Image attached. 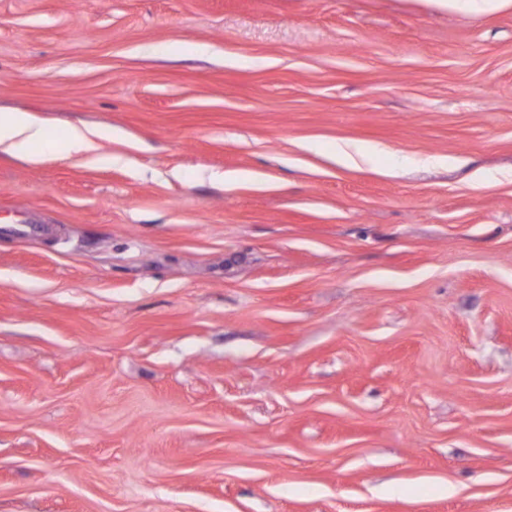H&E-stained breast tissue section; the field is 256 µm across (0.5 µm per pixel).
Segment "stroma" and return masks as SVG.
I'll return each mask as SVG.
<instances>
[{"instance_id": "stroma-1", "label": "stroma", "mask_w": 512, "mask_h": 512, "mask_svg": "<svg viewBox=\"0 0 512 512\" xmlns=\"http://www.w3.org/2000/svg\"><path fill=\"white\" fill-rule=\"evenodd\" d=\"M0 110V512H512V0H0ZM48 132L28 112L0 113V153L18 155L35 162L38 156L29 152L33 146L46 142ZM99 136L97 130L89 127H70L66 133V143L69 152L85 153L93 149L94 138Z\"/></svg>"}]
</instances>
